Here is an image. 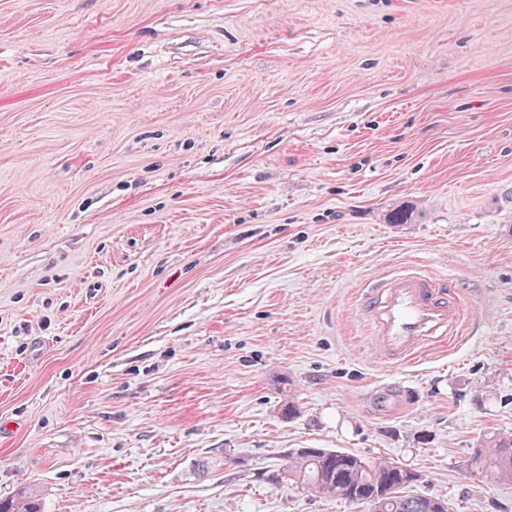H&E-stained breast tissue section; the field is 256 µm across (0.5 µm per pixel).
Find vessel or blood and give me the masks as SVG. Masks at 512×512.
<instances>
[{
    "mask_svg": "<svg viewBox=\"0 0 512 512\" xmlns=\"http://www.w3.org/2000/svg\"><path fill=\"white\" fill-rule=\"evenodd\" d=\"M359 311L377 346L399 360L453 335L458 321L449 284L418 272L385 277L378 287L364 291Z\"/></svg>",
    "mask_w": 512,
    "mask_h": 512,
    "instance_id": "vessel-or-blood-1",
    "label": "vessel or blood"
}]
</instances>
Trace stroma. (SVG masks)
I'll use <instances>...</instances> for the list:
<instances>
[{"label":"stroma","mask_w":512,"mask_h":512,"mask_svg":"<svg viewBox=\"0 0 512 512\" xmlns=\"http://www.w3.org/2000/svg\"><path fill=\"white\" fill-rule=\"evenodd\" d=\"M401 269L460 334L392 362L356 306ZM492 434L512 0H0V498L367 512L269 480L330 448L512 512L467 467Z\"/></svg>","instance_id":"obj_1"}]
</instances>
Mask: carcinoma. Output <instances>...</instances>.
<instances>
[{"label":"carcinoma","instance_id":"1","mask_svg":"<svg viewBox=\"0 0 512 512\" xmlns=\"http://www.w3.org/2000/svg\"><path fill=\"white\" fill-rule=\"evenodd\" d=\"M472 471L499 483L512 482V438L492 435L478 443L469 459ZM277 482L292 481L312 493L366 504L370 512H442L448 502L419 494L408 470L384 460L364 461L329 448H292L273 470ZM0 512H40L33 492L0 501Z\"/></svg>","mask_w":512,"mask_h":512}]
</instances>
